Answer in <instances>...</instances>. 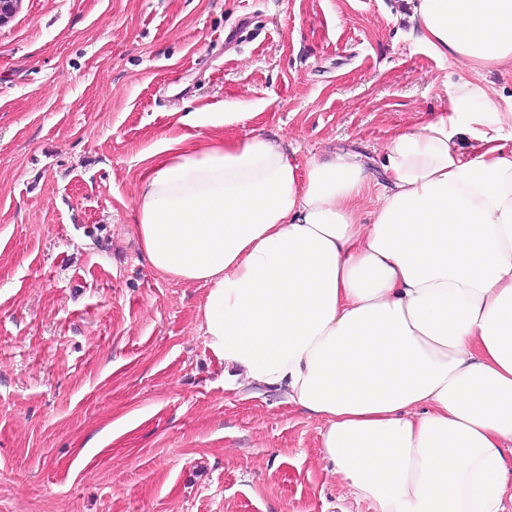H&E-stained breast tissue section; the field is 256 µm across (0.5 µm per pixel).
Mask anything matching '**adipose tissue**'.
Masks as SVG:
<instances>
[{
    "mask_svg": "<svg viewBox=\"0 0 512 512\" xmlns=\"http://www.w3.org/2000/svg\"><path fill=\"white\" fill-rule=\"evenodd\" d=\"M434 54L512 76V0H408ZM459 78L448 114L357 155L275 138L148 150L134 221L164 277L207 291L208 348L321 420L320 454L374 512H505L512 487V113ZM370 222L360 201L377 176Z\"/></svg>",
    "mask_w": 512,
    "mask_h": 512,
    "instance_id": "ef3b65f1",
    "label": "adipose tissue"
}]
</instances>
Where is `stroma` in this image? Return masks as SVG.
<instances>
[{
    "mask_svg": "<svg viewBox=\"0 0 512 512\" xmlns=\"http://www.w3.org/2000/svg\"><path fill=\"white\" fill-rule=\"evenodd\" d=\"M405 0H23L0 24V512H372L321 424L238 386L204 285L158 277L133 203L149 147L283 139L380 158L464 70ZM243 116L246 115L242 112H189L181 121L196 127L224 128Z\"/></svg>",
    "mask_w": 512,
    "mask_h": 512,
    "instance_id": "1",
    "label": "stroma"
}]
</instances>
